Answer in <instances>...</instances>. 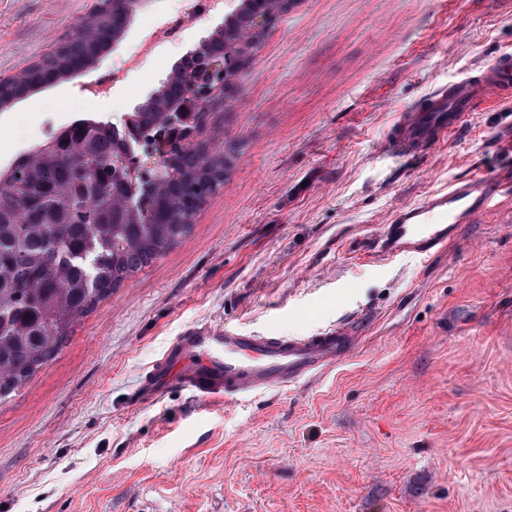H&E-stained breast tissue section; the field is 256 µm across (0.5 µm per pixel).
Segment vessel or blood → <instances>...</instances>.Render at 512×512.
Masks as SVG:
<instances>
[{
  "mask_svg": "<svg viewBox=\"0 0 512 512\" xmlns=\"http://www.w3.org/2000/svg\"><path fill=\"white\" fill-rule=\"evenodd\" d=\"M512 99V59L498 57L473 74L449 83L402 111L387 144L397 154L430 152L457 132L471 112ZM498 189L488 177L450 183L400 208L383 225L378 249L384 257L430 256L445 250L459 225L492 208ZM354 336L328 328L315 336H241L232 328L187 330L152 365L141 384L151 398L177 384L202 399L237 398L287 386L347 358Z\"/></svg>",
  "mask_w": 512,
  "mask_h": 512,
  "instance_id": "1",
  "label": "vessel or blood"
}]
</instances>
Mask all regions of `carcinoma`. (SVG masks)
Segmentation results:
<instances>
[{
  "label": "carcinoma",
  "instance_id": "carcinoma-1",
  "mask_svg": "<svg viewBox=\"0 0 512 512\" xmlns=\"http://www.w3.org/2000/svg\"><path fill=\"white\" fill-rule=\"evenodd\" d=\"M289 5L241 0L223 30L200 44L201 53L242 44L244 65L262 37L256 18L274 19ZM138 7L139 0L101 6L94 36L80 53L43 59L28 73L29 85L41 87L89 65ZM181 72L131 113L130 129L153 138L166 130L170 116L162 106L181 93ZM125 146L124 133L112 125L81 118L0 171V402L58 356L77 320L191 231L235 161L234 150L205 139L190 151L172 152L165 164L173 175L156 185L130 177L122 165ZM133 182L142 202L134 213L121 204Z\"/></svg>",
  "mask_w": 512,
  "mask_h": 512
}]
</instances>
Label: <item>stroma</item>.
Instances as JSON below:
<instances>
[{
	"label": "stroma",
	"mask_w": 512,
	"mask_h": 512,
	"mask_svg": "<svg viewBox=\"0 0 512 512\" xmlns=\"http://www.w3.org/2000/svg\"><path fill=\"white\" fill-rule=\"evenodd\" d=\"M96 4L0 0V78ZM182 6L144 0L99 67L0 109V169L74 120L122 124L221 21L138 56L144 26ZM504 54L512 0H295L212 115L238 155L191 232L0 402V512H512V195L433 258L375 247L398 207L454 179L512 186V101L423 156L385 147L400 109ZM202 325L360 341L288 387L139 401Z\"/></svg>",
	"instance_id": "obj_1"
}]
</instances>
